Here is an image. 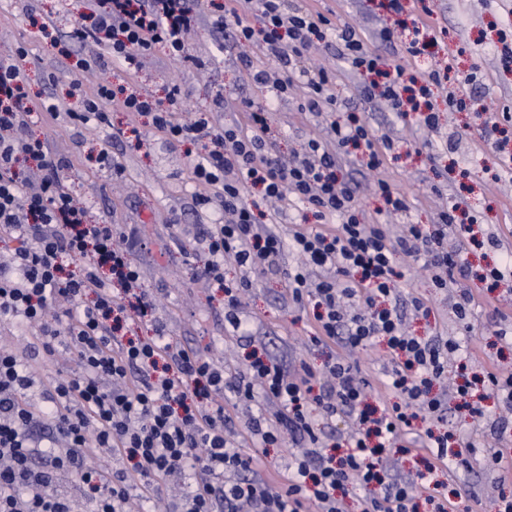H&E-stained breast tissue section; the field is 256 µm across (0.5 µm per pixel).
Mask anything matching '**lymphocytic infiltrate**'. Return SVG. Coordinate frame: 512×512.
Segmentation results:
<instances>
[{
  "label": "lymphocytic infiltrate",
  "mask_w": 512,
  "mask_h": 512,
  "mask_svg": "<svg viewBox=\"0 0 512 512\" xmlns=\"http://www.w3.org/2000/svg\"><path fill=\"white\" fill-rule=\"evenodd\" d=\"M89 10L75 36L105 44L113 63L134 68L161 48L181 65L193 64L185 41L197 20L190 0H90ZM215 24L233 44L258 46L277 64L274 71H257L244 60L254 82L272 96L243 101L241 124L176 118V87L160 101L123 96L103 84L77 108L64 110L51 97L34 101L24 48L0 55V250L9 255L0 262V323L32 328L45 355L63 347L77 363L34 411L22 402L30 385L25 365L0 348V512H75L72 499L52 488L59 473L77 479L85 512H126L131 497L154 502L165 483L184 477L191 483L181 512H347L350 496L356 512H420L424 503L433 512H450L436 473L464 467L466 443L456 433L434 431V423L447 419V404L432 388L446 377L448 359L461 344L405 329L396 258L422 262L433 287H452L465 262L462 251L449 250L448 235L466 240L471 227L453 199L433 223L405 225L396 237L387 225L363 223L343 163L378 170L394 143L356 113L330 122L327 139H308L299 152L274 148L266 114L294 82L307 87L300 111L319 117L336 110L335 73L304 65L311 46L325 40L328 18L295 0H222ZM408 39L406 56L384 57L367 51L347 26L336 35V54L363 76L366 100H383L397 116L433 129L440 120L434 90L447 87L448 74L414 70L410 60L426 45ZM112 108L149 117L167 143L194 147L196 200L218 215L198 241L207 256L199 273L223 286L224 319L233 335L253 338L239 316L251 274L276 272L278 258L292 249L301 258L287 273L293 304L311 307L318 342L337 341L348 351L383 349L389 367L380 384L394 395L392 404L369 403L370 382L347 355L292 373L256 356L229 387L216 363L171 342L161 326L149 336L123 337L128 323L154 310L131 250L111 225L88 223L62 182L66 160L29 131L36 112L54 118L63 111L72 123L105 125ZM257 185L263 199L300 200L317 225H294L285 236L267 228L258 203L247 198ZM228 259L241 271L232 283L224 280ZM228 388L236 402L261 397L277 405L274 418L260 414L249 422L261 447H282L289 437L302 444L277 479L264 476L260 458L227 438ZM315 411L353 417L342 454L326 452L311 418ZM419 451L426 457L415 481L391 477L395 457ZM102 453L129 465L107 474L89 463Z\"/></svg>",
  "instance_id": "1"
}]
</instances>
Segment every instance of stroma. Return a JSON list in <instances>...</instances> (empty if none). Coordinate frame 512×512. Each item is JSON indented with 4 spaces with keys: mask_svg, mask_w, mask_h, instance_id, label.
<instances>
[{
    "mask_svg": "<svg viewBox=\"0 0 512 512\" xmlns=\"http://www.w3.org/2000/svg\"><path fill=\"white\" fill-rule=\"evenodd\" d=\"M312 4L333 27L352 26L371 50L383 56L392 53V46L380 40L381 29L393 22L380 0H312ZM193 8L198 21L187 37L189 52L196 59L191 67L158 49L142 58L138 69L128 75L108 64L104 47L73 42L70 34L87 9V0H0V54L20 46L28 50L26 69L37 97L63 98L73 87L84 95L111 83L161 98L176 85L181 89L178 115L195 118L206 113L221 125L243 121L240 102L263 100L266 92L241 66L239 48L222 41L220 33L212 29L210 0H194ZM420 14L426 15L438 38L430 54L413 59V66L426 70L452 62L449 79L469 105L463 112H442L437 131L398 118L383 101L362 104L358 91L361 76L326 46L313 49L305 65L334 70L340 99L361 113L377 135L388 136L398 145L380 171L354 175L366 223L396 228L406 221L433 223L442 190L475 219L472 229L477 243L466 256L468 268L461 281L476 297L467 322L456 316L453 290L432 288L430 276L419 262L398 258L401 297H422L431 309L425 319L407 316L410 331L465 341L469 371L490 367L509 374L512 348H500L493 333L499 329L512 333V291L503 285L494 293L484 292L477 276L486 265L497 262L502 250L512 248V181L502 176L512 158L481 133L486 113L512 110V67L504 66L498 41L501 28H512V0H407L401 19L409 25ZM43 22L49 26L46 38L37 29ZM64 48L69 51L65 57L60 54ZM81 59L89 60V67H78ZM51 73L56 75V83H48ZM304 93V88L294 89L287 98L276 101L268 114L282 154L300 149L308 138L326 134L322 118L298 111ZM219 97L224 100L220 110L215 107ZM109 119V125L89 131L62 114L54 120H40L35 131L54 153L69 158L71 166L64 171L63 180L86 207L89 221L111 224L132 248L141 286L155 305L152 320L132 326V334L152 335L154 321H161L172 341L214 354L228 377L244 371L253 349L290 368L303 362L319 368L328 355L340 353V346L315 342L310 310L295 307L288 296V282L280 276L253 275L242 301L244 315L253 320L252 345L240 344L225 330L224 293L198 276L205 256L194 240L198 225L214 222L216 215L195 203L192 166L184 147L164 142L148 126L141 129L142 147L111 140L110 126H127L130 117L113 112ZM427 141L432 142V150L418 154L404 150L406 143ZM103 149L117 155L123 174H114L97 163L96 156ZM380 178L407 195L411 203L408 217L384 213L381 199L372 191ZM0 343L13 347L29 364L33 385L25 399L35 407L42 403V392L75 367L63 348L52 357H35V337L24 326L1 327ZM487 410L479 422L455 408L447 410L448 428L474 445L470 468L449 477L450 488L458 493L457 512H487L491 499L512 495V473L485 464L497 451L512 458V428L495 435L502 411L494 404Z\"/></svg>",
    "mask_w": 512,
    "mask_h": 512,
    "instance_id": "obj_1",
    "label": "stroma"
}]
</instances>
